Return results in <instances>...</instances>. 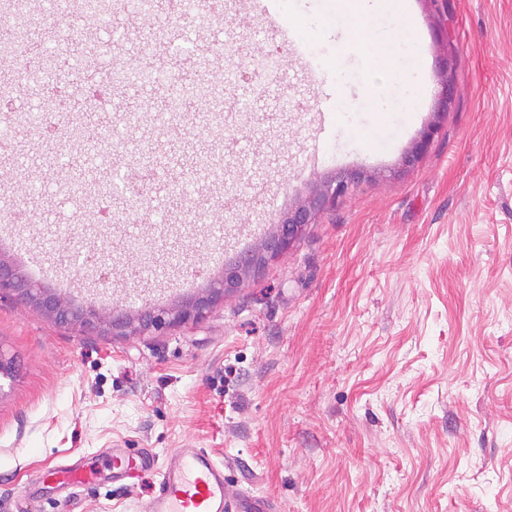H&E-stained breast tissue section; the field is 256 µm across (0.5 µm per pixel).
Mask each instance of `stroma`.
I'll return each instance as SVG.
<instances>
[{
  "label": "stroma",
  "instance_id": "stroma-1",
  "mask_svg": "<svg viewBox=\"0 0 512 512\" xmlns=\"http://www.w3.org/2000/svg\"><path fill=\"white\" fill-rule=\"evenodd\" d=\"M409 2L423 98L411 112L390 104L382 122L363 103L390 80L368 56L330 33L315 50L338 59L344 89L327 74L303 81L249 0H212L198 18L157 0L149 23L166 37L155 42L118 6L111 30L88 20L79 65L55 75L60 89L162 65L186 103L172 115L167 86L115 84L110 112L81 113L118 138L97 170L81 164L73 136L54 144L66 178L116 184L107 226L97 202L63 203L42 171L51 144L19 128L35 99L0 111L14 130L0 145L11 213L0 258L102 312L198 292L323 181L356 176L336 208L196 324L84 336L0 292V348L14 361L0 380V512H144L155 469L115 477L106 457L140 450L162 466L183 448L223 462L231 512H512V0ZM264 55L282 70L261 69ZM243 66L252 79L226 85L225 70ZM201 79L213 99L194 95ZM242 90L255 106L245 121L233 109ZM341 96L355 144L336 129L316 137L318 112H335ZM432 124L428 149L405 166ZM149 144L151 178L141 171ZM314 146L321 161L301 166ZM208 167L228 168L226 182H208ZM31 175L44 196L29 193ZM172 180L195 189L172 200ZM97 238L106 284L71 264ZM53 459L102 474L70 492H28Z\"/></svg>",
  "mask_w": 512,
  "mask_h": 512
}]
</instances>
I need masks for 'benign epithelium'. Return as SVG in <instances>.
I'll list each match as a JSON object with an SVG mask.
<instances>
[{"mask_svg": "<svg viewBox=\"0 0 512 512\" xmlns=\"http://www.w3.org/2000/svg\"><path fill=\"white\" fill-rule=\"evenodd\" d=\"M436 132L429 126L421 135L413 150L405 156L407 165L414 164L427 149ZM352 177L340 175L322 185L304 203L288 210L274 225V230L264 239L257 252L243 262L224 266L218 278L210 280L202 292L183 299L173 307H142L136 311L103 313L93 307L75 305L62 300L46 288L32 281L20 267L0 259V291L13 293L16 299L31 304L54 318L57 322L71 326L81 333L134 336L150 330L198 323L205 319L214 305L224 298V293L239 287L245 277L261 269L265 255H278L290 249L300 238L305 226L315 223L317 215L336 205L349 190Z\"/></svg>", "mask_w": 512, "mask_h": 512, "instance_id": "7a95c632", "label": "benign epithelium"}]
</instances>
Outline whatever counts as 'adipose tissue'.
<instances>
[{
	"instance_id": "1",
	"label": "adipose tissue",
	"mask_w": 512,
	"mask_h": 512,
	"mask_svg": "<svg viewBox=\"0 0 512 512\" xmlns=\"http://www.w3.org/2000/svg\"><path fill=\"white\" fill-rule=\"evenodd\" d=\"M404 17V0H318L312 13L302 19L299 31L309 43L327 32L340 31L349 47L373 51L382 72L399 79V106L412 110L421 93L420 61Z\"/></svg>"
}]
</instances>
